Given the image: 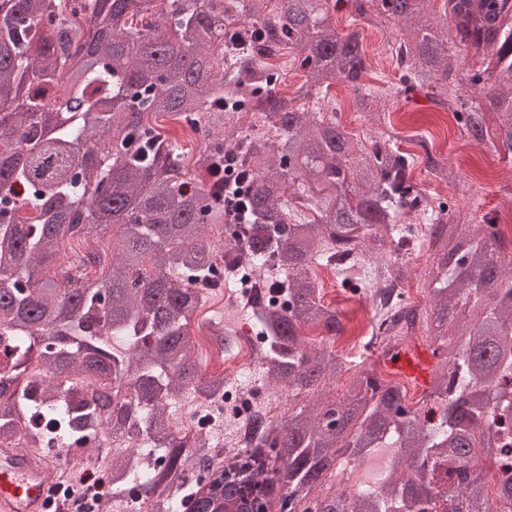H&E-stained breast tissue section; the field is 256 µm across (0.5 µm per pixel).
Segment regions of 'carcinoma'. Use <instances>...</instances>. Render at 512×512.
I'll list each match as a JSON object with an SVG mask.
<instances>
[{
  "mask_svg": "<svg viewBox=\"0 0 512 512\" xmlns=\"http://www.w3.org/2000/svg\"><path fill=\"white\" fill-rule=\"evenodd\" d=\"M350 3L391 43L396 93L423 91L482 143L487 113L466 89L494 81L498 139L512 150V0H499L501 37L475 28L457 39L430 0H0V444L90 450L106 463L109 493L132 491L146 512H178L221 450L174 423L188 398L224 400L222 373L196 361L189 331L218 262L239 275L269 257L279 281L240 315L266 342L254 379L287 392L288 414L249 416L248 447L225 462L251 464L280 512H512V472L490 474L512 441V265L496 217L460 234L451 208L413 183L416 158L379 133L356 148L321 114L340 81L362 110L386 107L364 83L369 58L341 36L331 12ZM156 12L150 22L138 16ZM471 43L476 67L450 50ZM289 49L304 81L281 94ZM168 113L202 135L190 160L148 121ZM424 164L447 182L427 143ZM251 223L224 249V163ZM27 190L15 199L14 188ZM84 239L76 266L65 242ZM431 250V309L393 293L404 269L387 248ZM316 266L371 287L389 306L376 318L384 348L416 326L446 348L421 407L405 386L369 367L325 403L322 382L345 371L322 336L345 332L319 299ZM341 475L340 487L310 497Z\"/></svg>",
  "mask_w": 512,
  "mask_h": 512,
  "instance_id": "obj_1",
  "label": "carcinoma"
}]
</instances>
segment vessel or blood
Listing matches in <instances>:
<instances>
[{"label":"vessel or blood","instance_id":"1","mask_svg":"<svg viewBox=\"0 0 512 512\" xmlns=\"http://www.w3.org/2000/svg\"><path fill=\"white\" fill-rule=\"evenodd\" d=\"M432 355L413 346L385 353V366L418 385L429 383ZM56 471L50 457L23 449L0 448V512H48L50 487Z\"/></svg>","mask_w":512,"mask_h":512}]
</instances>
